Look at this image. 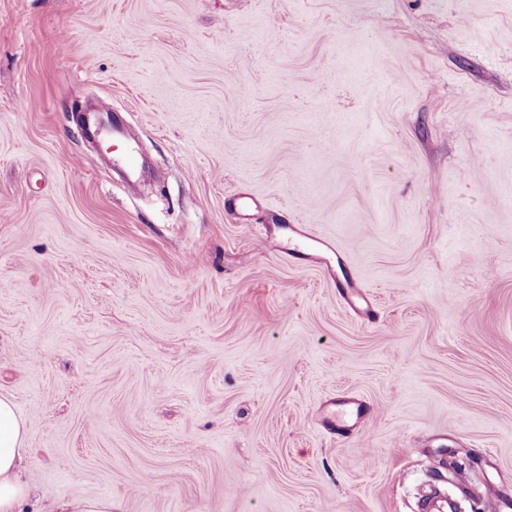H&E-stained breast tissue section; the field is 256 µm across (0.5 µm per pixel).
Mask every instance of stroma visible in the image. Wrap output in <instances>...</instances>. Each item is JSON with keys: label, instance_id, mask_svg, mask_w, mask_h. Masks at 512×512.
Wrapping results in <instances>:
<instances>
[{"label": "stroma", "instance_id": "stroma-1", "mask_svg": "<svg viewBox=\"0 0 512 512\" xmlns=\"http://www.w3.org/2000/svg\"><path fill=\"white\" fill-rule=\"evenodd\" d=\"M0 394L25 512H416L430 456L496 512L512 0H0ZM293 233V243L288 247V257H297L298 255H309L311 252H333L336 253L335 247L328 241L317 236L307 224L290 225ZM313 242L316 251L309 249L308 244Z\"/></svg>", "mask_w": 512, "mask_h": 512}]
</instances>
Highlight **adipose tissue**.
<instances>
[{"label": "adipose tissue", "mask_w": 512, "mask_h": 512, "mask_svg": "<svg viewBox=\"0 0 512 512\" xmlns=\"http://www.w3.org/2000/svg\"><path fill=\"white\" fill-rule=\"evenodd\" d=\"M27 433L28 422L14 401L0 397V512H22L29 497L18 473Z\"/></svg>", "instance_id": "obj_1"}]
</instances>
